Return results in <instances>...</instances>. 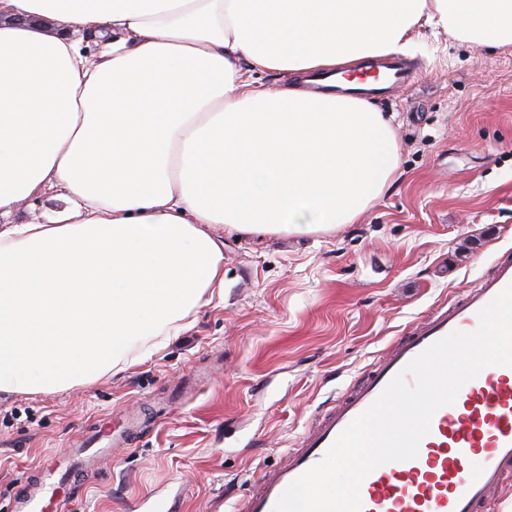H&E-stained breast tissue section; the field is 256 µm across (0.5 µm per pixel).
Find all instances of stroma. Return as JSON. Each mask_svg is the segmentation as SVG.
Returning a JSON list of instances; mask_svg holds the SVG:
<instances>
[{"label":"stroma","mask_w":512,"mask_h":512,"mask_svg":"<svg viewBox=\"0 0 512 512\" xmlns=\"http://www.w3.org/2000/svg\"><path fill=\"white\" fill-rule=\"evenodd\" d=\"M393 118L399 173L356 223L224 242V301L147 361L66 390L0 392V512L94 424L133 433L91 459L64 512H231L264 466L392 341L512 251V46L420 30Z\"/></svg>","instance_id":"1"}]
</instances>
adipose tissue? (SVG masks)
Returning a JSON list of instances; mask_svg holds the SVG:
<instances>
[{
    "label": "adipose tissue",
    "mask_w": 512,
    "mask_h": 512,
    "mask_svg": "<svg viewBox=\"0 0 512 512\" xmlns=\"http://www.w3.org/2000/svg\"><path fill=\"white\" fill-rule=\"evenodd\" d=\"M423 26L505 47L512 0H0V391L90 383L186 332L224 295L212 225L354 223L397 173L390 120L254 75L409 54ZM46 195L65 209L17 219Z\"/></svg>",
    "instance_id": "ef3b65f1"
}]
</instances>
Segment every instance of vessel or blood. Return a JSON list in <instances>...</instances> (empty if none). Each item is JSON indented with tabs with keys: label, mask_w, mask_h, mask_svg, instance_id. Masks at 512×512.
Wrapping results in <instances>:
<instances>
[{
	"label": "vessel or blood",
	"mask_w": 512,
	"mask_h": 512,
	"mask_svg": "<svg viewBox=\"0 0 512 512\" xmlns=\"http://www.w3.org/2000/svg\"><path fill=\"white\" fill-rule=\"evenodd\" d=\"M344 70L312 78L321 95L363 99L410 84L412 70L402 60L369 56L356 83ZM512 284V256L496 258L478 287L394 340L373 369L335 406L306 430L298 447L260 473L254 491L235 512H272L285 488L325 455L336 437L378 398L390 380L415 356L455 331L470 333L478 314ZM86 448L52 452L39 477L14 500L13 512H46L60 489L54 477L83 468ZM512 475V366L489 365L459 391L454 404L433 416L416 458L378 466L362 480V512H486L490 494Z\"/></svg>",
	"instance_id": "1"
}]
</instances>
